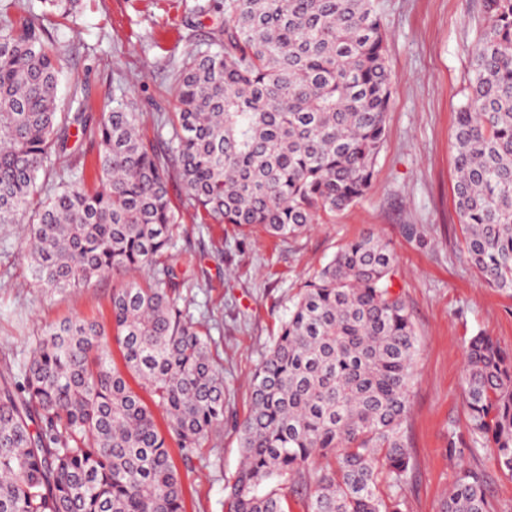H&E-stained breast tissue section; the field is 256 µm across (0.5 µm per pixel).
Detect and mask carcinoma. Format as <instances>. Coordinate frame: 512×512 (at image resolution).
I'll return each mask as SVG.
<instances>
[{"instance_id":"obj_1","label":"carcinoma","mask_w":512,"mask_h":512,"mask_svg":"<svg viewBox=\"0 0 512 512\" xmlns=\"http://www.w3.org/2000/svg\"><path fill=\"white\" fill-rule=\"evenodd\" d=\"M0 14V224L30 221V270L48 294L112 273V322L45 328L18 372L0 373V512H183L170 459L203 455L224 424V376L208 331L180 307L177 177L201 223L261 225L286 239L366 195L392 94L375 0H224V21L175 73L178 111L157 121L112 98L95 125L59 111L61 66L47 16L75 0ZM489 27L456 112L455 202L467 259L512 296V0H485ZM96 140V179L73 133ZM59 182L35 198L39 175ZM396 257L374 235L350 241L304 286L256 371L238 425L241 462L227 512H404L412 474L402 425L417 339L394 291ZM137 379L130 386L108 337ZM468 440L512 474V351L466 341ZM167 417L156 423L141 392ZM441 512H492L481 472L461 468Z\"/></svg>"}]
</instances>
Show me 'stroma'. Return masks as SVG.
I'll return each instance as SVG.
<instances>
[{
    "label": "stroma",
    "instance_id": "1",
    "mask_svg": "<svg viewBox=\"0 0 512 512\" xmlns=\"http://www.w3.org/2000/svg\"><path fill=\"white\" fill-rule=\"evenodd\" d=\"M211 0H79L72 18L46 25L61 58V109L100 114L125 95L142 114L141 133L156 140L158 114L176 109L175 65L208 42L220 14ZM386 32L392 97L372 188L355 204L301 236L270 237L261 226L200 224L172 181L169 199L183 212L177 243L193 288L182 306L210 328V349L224 375V430L203 440V457L173 455L185 512H224V486L240 456L235 427L250 411V380L285 318L291 298L346 242L372 233L396 255L395 290L417 337L404 423L414 466L407 512H441L459 467L489 477L495 512H512V477L486 452L449 457L448 439L467 432L465 342L478 333L512 350V297L489 288L467 262L455 208V110L468 94V65L488 17L483 0H377ZM419 234L407 236L405 226ZM29 224L0 225V371L26 361L49 325L81 317L110 319L120 277L55 295L33 282Z\"/></svg>",
    "mask_w": 512,
    "mask_h": 512
}]
</instances>
